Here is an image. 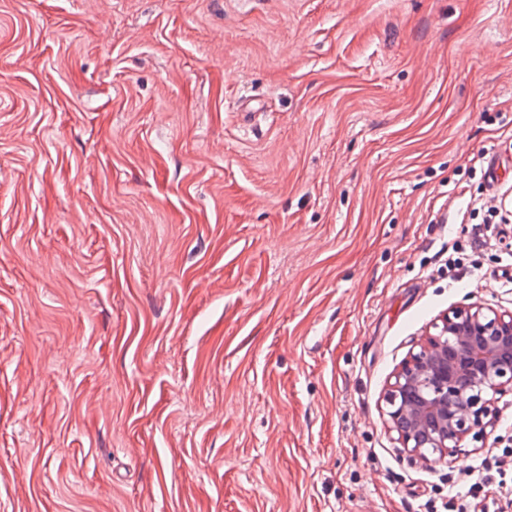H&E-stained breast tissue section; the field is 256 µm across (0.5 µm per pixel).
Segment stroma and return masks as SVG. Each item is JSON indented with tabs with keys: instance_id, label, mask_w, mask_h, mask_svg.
I'll return each instance as SVG.
<instances>
[{
	"instance_id": "obj_1",
	"label": "stroma",
	"mask_w": 512,
	"mask_h": 512,
	"mask_svg": "<svg viewBox=\"0 0 512 512\" xmlns=\"http://www.w3.org/2000/svg\"><path fill=\"white\" fill-rule=\"evenodd\" d=\"M504 183L512 0H0V512H438L512 394L427 467L384 393Z\"/></svg>"
}]
</instances>
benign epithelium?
<instances>
[{
  "instance_id": "benign-epithelium-1",
  "label": "benign epithelium",
  "mask_w": 512,
  "mask_h": 512,
  "mask_svg": "<svg viewBox=\"0 0 512 512\" xmlns=\"http://www.w3.org/2000/svg\"><path fill=\"white\" fill-rule=\"evenodd\" d=\"M393 374L387 424L425 465L445 463L482 442L493 395L512 393V313L453 307Z\"/></svg>"
}]
</instances>
